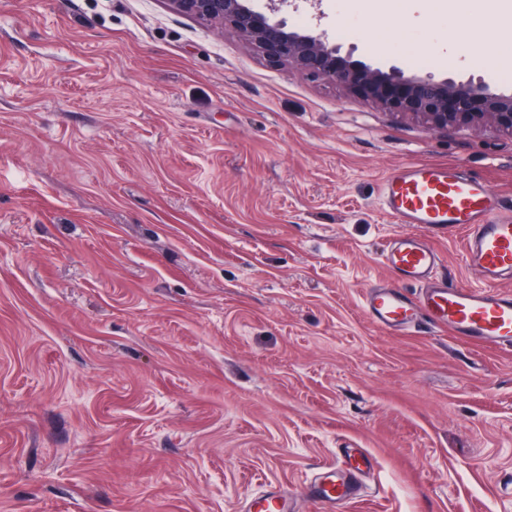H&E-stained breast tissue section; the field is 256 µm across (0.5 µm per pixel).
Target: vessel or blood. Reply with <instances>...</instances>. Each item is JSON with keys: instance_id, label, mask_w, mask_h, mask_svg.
<instances>
[{"instance_id": "1", "label": "vessel or blood", "mask_w": 512, "mask_h": 512, "mask_svg": "<svg viewBox=\"0 0 512 512\" xmlns=\"http://www.w3.org/2000/svg\"><path fill=\"white\" fill-rule=\"evenodd\" d=\"M381 204L413 234L392 237L379 262L391 274L363 296L366 316L378 328L409 335L448 329L453 338L483 347L512 350V206L481 180L446 164L415 163L384 181ZM464 231L465 265L477 286H453L441 270L436 239ZM337 463L323 466L299 488L277 484L247 499L244 512H301L302 502L321 512H346L362 495V476L373 466L364 448L337 449Z\"/></svg>"}]
</instances>
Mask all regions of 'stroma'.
I'll return each instance as SVG.
<instances>
[{
    "label": "stroma",
    "instance_id": "1",
    "mask_svg": "<svg viewBox=\"0 0 512 512\" xmlns=\"http://www.w3.org/2000/svg\"><path fill=\"white\" fill-rule=\"evenodd\" d=\"M279 17L512 94L471 48L512 6ZM418 162L512 195V132L382 110L169 0H0V512H241L340 448L374 458L349 512H512V351L362 309Z\"/></svg>",
    "mask_w": 512,
    "mask_h": 512
}]
</instances>
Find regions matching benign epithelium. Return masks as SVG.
<instances>
[{
    "instance_id": "1",
    "label": "benign epithelium",
    "mask_w": 512,
    "mask_h": 512,
    "mask_svg": "<svg viewBox=\"0 0 512 512\" xmlns=\"http://www.w3.org/2000/svg\"><path fill=\"white\" fill-rule=\"evenodd\" d=\"M181 13L228 27L245 37L272 65H289L343 89L363 92L389 112L416 115L433 128L496 127L512 132V95L488 92L484 81L458 84L452 79L382 72L355 64L322 34L290 31L275 18L286 0H270L269 12H257L247 0H169Z\"/></svg>"
}]
</instances>
